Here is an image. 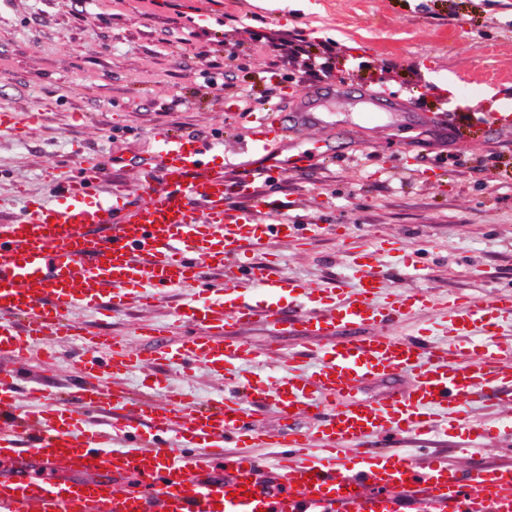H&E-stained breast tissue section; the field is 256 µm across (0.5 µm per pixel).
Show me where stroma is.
<instances>
[{
  "label": "stroma",
  "mask_w": 512,
  "mask_h": 512,
  "mask_svg": "<svg viewBox=\"0 0 512 512\" xmlns=\"http://www.w3.org/2000/svg\"><path fill=\"white\" fill-rule=\"evenodd\" d=\"M300 37L315 46L332 42V72L311 71L294 51ZM324 82L389 95L411 109L374 112L348 98L326 102L312 122L283 113L290 129L284 153L304 152L309 161L257 178L254 191L278 201V217L322 230L305 240H270L247 259L275 261L279 276L313 290L339 285L349 293L357 274L349 245L358 243L372 251V270L390 295L420 288L434 301L388 333L420 330L447 342L448 298L485 302L512 291V125L452 134L433 117L445 114L455 125L460 112L512 105V0H0V107L42 108L31 128L0 131V211L50 199L49 172L76 175L88 157L103 160V183L136 187L164 132L204 138L220 130L214 152L224 158L226 180L235 181L251 113L268 110L284 87ZM384 241L392 250H381ZM202 295V284L193 283L149 307L129 302L108 319L93 308L73 311L90 334L124 337L142 361L102 383L155 403L181 389L207 404L251 376L280 378L289 355L306 353L314 366L313 350L347 336L243 326L232 338L270 349L269 357L228 365L221 375L203 359L158 363L156 347L176 348L195 333L176 310ZM143 323L160 326L161 335L140 336ZM57 350L53 358L45 345H32L20 364L0 356V370L35 383L18 396L19 409L85 381L76 352L64 344ZM469 415L489 436L455 432L414 447L413 455L424 460L470 440L467 468L512 456V409L497 414L475 405Z\"/></svg>",
  "instance_id": "obj_1"
}]
</instances>
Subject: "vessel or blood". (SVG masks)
<instances>
[{
    "mask_svg": "<svg viewBox=\"0 0 512 512\" xmlns=\"http://www.w3.org/2000/svg\"><path fill=\"white\" fill-rule=\"evenodd\" d=\"M284 133L283 124L257 118L250 137L261 155L242 165L241 191L276 167L305 162L302 153L268 155ZM138 189V202L122 187L103 192L91 159L76 177L57 182L53 202L0 217V354L22 359L32 343L52 336L82 344L84 373L135 369L139 360L123 340L87 335L72 311H117L131 286V297L149 306L159 289L206 281L211 268L226 289L223 299L178 309L181 321L201 331L175 350L159 349L160 359L204 358L219 370L259 360V351L225 339V331L282 324L281 296L303 283L274 276L270 265L249 263L246 254L270 239L308 237L318 225L263 224L230 207L223 163L194 137L162 134L159 162L146 168ZM244 278L266 288L268 300L240 301L230 286ZM430 303L420 289L392 300L376 275L364 274L353 295L334 293L287 322L304 336L355 326L371 330L368 340L325 347L310 371L289 365L275 391L257 377L246 382L244 396L205 407L176 391L157 407L80 384L66 399L49 397L22 413V376L1 372L0 512H512V461L469 473L446 457L422 465L375 445L380 437L426 440L457 429L481 437L486 429L468 417V406L499 409L512 401V366L501 365L495 341L498 319L512 318V292L486 303L449 299L454 339L442 345L420 333L402 342L376 335ZM477 330L482 352H464L456 337ZM400 373L412 384L391 402L350 400L364 378ZM270 392L282 419L310 415L315 427L269 440L250 401ZM108 412L107 427L88 425V417ZM132 417L145 420L148 435L131 431ZM264 443L273 448L268 459L246 454ZM42 466L62 479L35 480L32 470Z\"/></svg>",
    "mask_w": 512,
    "mask_h": 512,
    "instance_id": "b4317fda",
    "label": "vessel or blood"
}]
</instances>
